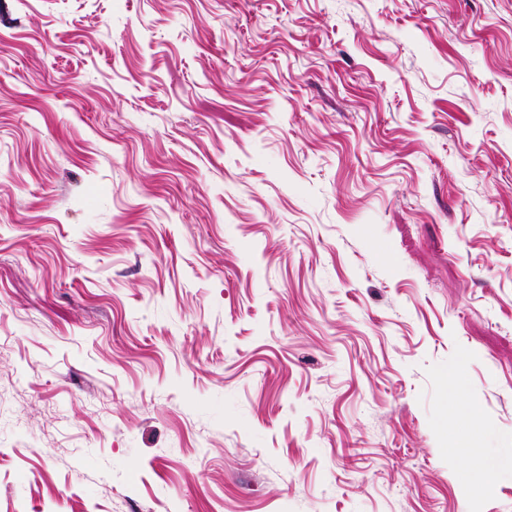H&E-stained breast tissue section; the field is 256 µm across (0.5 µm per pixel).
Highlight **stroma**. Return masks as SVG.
<instances>
[{
	"instance_id": "35a3bbf8",
	"label": "stroma",
	"mask_w": 512,
	"mask_h": 512,
	"mask_svg": "<svg viewBox=\"0 0 512 512\" xmlns=\"http://www.w3.org/2000/svg\"><path fill=\"white\" fill-rule=\"evenodd\" d=\"M0 512H512V0H0ZM465 463L471 479L477 486L483 484L485 478L491 471V467L486 465L481 458V452L476 446H470L465 451Z\"/></svg>"
}]
</instances>
